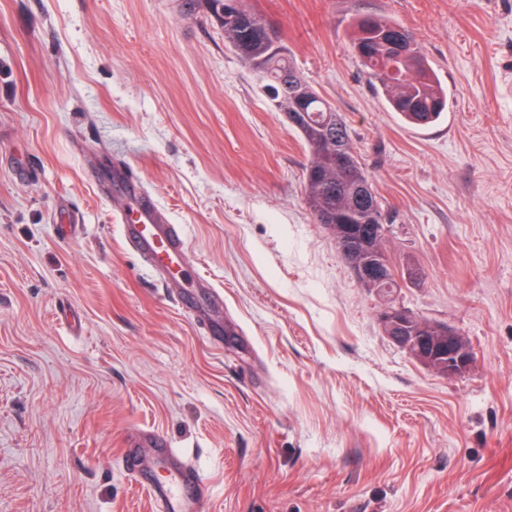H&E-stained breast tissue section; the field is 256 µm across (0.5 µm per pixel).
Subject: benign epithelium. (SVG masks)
Segmentation results:
<instances>
[{
    "mask_svg": "<svg viewBox=\"0 0 512 512\" xmlns=\"http://www.w3.org/2000/svg\"><path fill=\"white\" fill-rule=\"evenodd\" d=\"M387 225L377 224L369 236L376 244L372 257L356 259L352 271L356 280L380 295L394 278L391 265L377 244L386 238ZM380 322L387 336L427 369L442 376L456 377L469 367L473 353L463 336L453 329L418 323L417 316L399 306L385 303Z\"/></svg>",
    "mask_w": 512,
    "mask_h": 512,
    "instance_id": "7a95c632",
    "label": "benign epithelium"
}]
</instances>
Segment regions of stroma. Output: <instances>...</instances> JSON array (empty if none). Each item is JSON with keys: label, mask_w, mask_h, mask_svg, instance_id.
Returning <instances> with one entry per match:
<instances>
[{"label": "stroma", "mask_w": 512, "mask_h": 512, "mask_svg": "<svg viewBox=\"0 0 512 512\" xmlns=\"http://www.w3.org/2000/svg\"><path fill=\"white\" fill-rule=\"evenodd\" d=\"M246 3L351 128L396 304L472 364L448 379L385 335L205 0H0V512H153L133 429L196 468L201 512H512V0ZM366 14L413 32L441 123L389 110L349 45ZM117 165L181 225L223 336L127 249L88 179Z\"/></svg>", "instance_id": "35a3bbf8"}]
</instances>
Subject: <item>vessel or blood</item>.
Returning a JSON list of instances; mask_svg holds the SVG:
<instances>
[{
  "instance_id": "b4317fda",
  "label": "vessel or blood",
  "mask_w": 512,
  "mask_h": 512,
  "mask_svg": "<svg viewBox=\"0 0 512 512\" xmlns=\"http://www.w3.org/2000/svg\"><path fill=\"white\" fill-rule=\"evenodd\" d=\"M100 185L124 201L114 221L122 225L127 246L161 280L180 276L186 265L180 225L165 218L141 182L124 168H113ZM123 460L129 473L144 481L155 512H200L204 482L163 435L150 430L128 435Z\"/></svg>"
}]
</instances>
